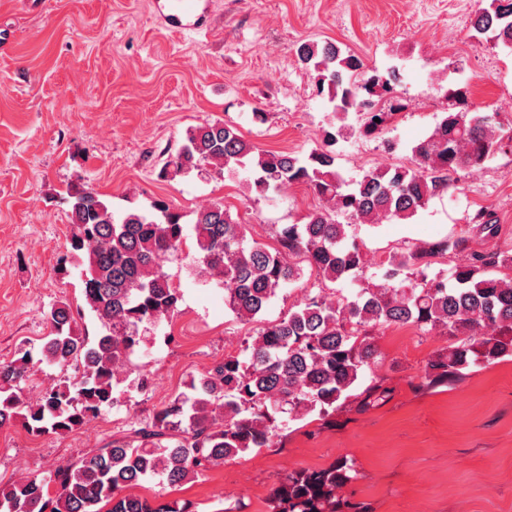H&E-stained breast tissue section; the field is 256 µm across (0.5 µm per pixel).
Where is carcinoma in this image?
<instances>
[{"label": "carcinoma", "instance_id": "cac0c4a2", "mask_svg": "<svg viewBox=\"0 0 512 512\" xmlns=\"http://www.w3.org/2000/svg\"><path fill=\"white\" fill-rule=\"evenodd\" d=\"M470 30L512 54V0H478ZM297 55L316 73L317 88L332 105L326 143L342 135L351 112L360 121L359 133L371 136L401 109L394 103L377 109L378 100L394 92L395 70L385 75L369 70L358 55L332 41L304 42ZM506 139L512 141V135L500 132L494 113L467 107L447 111L411 148L409 163L370 169L347 181L331 150H261L235 127L214 121L186 131L163 174L242 170L258 193L304 184L321 201L305 223L280 228L279 247L273 250L248 241L244 225L220 202L195 212V275L224 289V304L237 318L257 321L278 290L300 281L306 267L331 283L362 280L366 255L355 244L343 245L346 224L337 217L347 224L410 220L448 190L452 175L481 169ZM70 198L71 245L86 260L84 301L100 329L91 338L78 333L83 309L60 301L48 314L50 333L41 357L21 349L0 363V427L19 421L32 435L82 429L118 403L122 374L132 378L137 391H149L150 376L132 365L131 356L147 329L173 316L180 300L164 268L182 250L180 213L158 201L150 211L116 217L88 186L74 188ZM472 221L485 236L498 234L485 213L477 212ZM458 249H466V240L443 239L395 253L386 260L383 282L361 284L350 299L307 294L285 317L260 324L245 341L243 356L226 355L191 378L186 391L156 409L144 425L68 461L47 480L25 477L0 484V512H194L186 501L156 503L123 491L156 478L179 485L248 451L269 448L282 414L333 415L378 364L370 326H412L424 334L440 329L457 338L426 365L424 378L431 384L512 356V251L469 252L453 267L451 285L420 271L427 258ZM40 364L72 368L75 374L45 388L34 401L21 398V383ZM357 475L356 462L347 458L319 471L292 472L274 489L270 512H369L363 502L336 496Z\"/></svg>", "mask_w": 512, "mask_h": 512}]
</instances>
